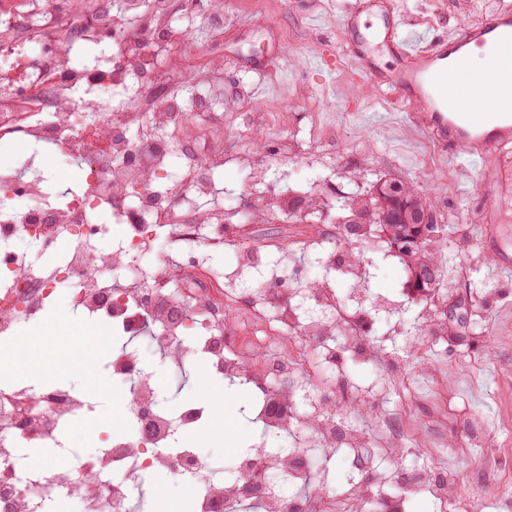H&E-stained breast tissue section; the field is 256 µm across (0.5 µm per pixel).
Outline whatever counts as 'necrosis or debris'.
<instances>
[{"label": "necrosis or debris", "instance_id": "1", "mask_svg": "<svg viewBox=\"0 0 512 512\" xmlns=\"http://www.w3.org/2000/svg\"><path fill=\"white\" fill-rule=\"evenodd\" d=\"M180 14H198L214 30L227 17L219 0H87L83 10L60 6L58 0H30L23 11L0 21V141L29 149L65 153L84 176L86 189L66 203L50 201L34 161L0 170V243L17 236L44 243L67 235L70 249L48 273H40L23 256L0 253V340L11 341L18 324L42 316L55 290L71 289L73 306L85 317L103 321L127 337L112 354V373L129 386L125 416L140 429L139 440L113 428L108 444L94 457L74 466L52 464L31 471L22 464L21 448L40 444L58 447L59 437L81 413L92 411L87 393L58 384L51 388L0 387V501L10 512H45L59 496L79 500L84 512H135L134 485L160 471L180 476L187 494L183 512H336L337 500L314 491L315 462L346 448L360 461L372 485H384L378 457L401 446L405 433L380 423L375 437L318 420L306 439L287 452L273 454L263 444L238 458L232 479L204 473L196 454L172 445L176 429L201 425L204 399L168 410L157 401L154 380L142 371L136 336L150 330L159 353L174 369L202 362L207 373L227 381L248 375L252 405L265 432H291L296 402L288 389L293 377L305 375L320 389L347 394L348 382L325 379L311 361L319 347L322 364L335 365L337 349L372 363L391 366L368 336L365 310L396 311L388 297L367 299L363 273L339 261L336 252L320 255L323 266L349 281V298L337 296L330 281L320 288H302L296 264L287 270L266 264V251L244 232L252 212L266 222L306 223L294 209L297 193L269 177L270 158L247 147L232 152L191 141L181 147L169 132L187 125L188 115L202 106L169 90L157 75L159 58L173 21ZM107 37L109 47L99 64L80 68L65 51L76 41ZM151 127V134L130 138V131ZM186 163L179 174L171 168L176 153ZM246 168L260 194L243 207L228 208L221 200L217 170ZM25 196L29 206L16 210ZM209 203L201 213V203ZM107 210L112 222L128 227L124 242L109 250H92L93 238L107 226L96 216ZM168 248L154 267L133 272L138 256L155 251L158 235ZM232 248L235 261L212 274L200 260L202 250ZM177 264L179 281L168 268ZM259 272L263 280L253 293L238 281ZM264 329L267 339L260 362L250 350L235 351L242 331ZM336 338L337 347L327 346ZM294 350H287V343ZM277 386H269L270 377ZM421 489L449 512H474L449 494L447 483L431 471L415 474L404 491L382 502V512H405L407 493Z\"/></svg>", "mask_w": 512, "mask_h": 512}]
</instances>
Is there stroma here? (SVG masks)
I'll use <instances>...</instances> for the list:
<instances>
[{
    "mask_svg": "<svg viewBox=\"0 0 512 512\" xmlns=\"http://www.w3.org/2000/svg\"><path fill=\"white\" fill-rule=\"evenodd\" d=\"M222 2L229 17L223 34L212 32L202 19H180L178 28L189 34L169 44L161 66L176 93L212 96L202 119L223 125L225 148H238L246 116H259L254 130L272 152L287 133L286 122L305 116L330 137L324 157L273 163L272 177L287 175L304 195L332 176L365 195L378 180L395 178L415 186L437 215L456 217L433 239L432 248L443 254L450 276L431 304L409 295L406 267L393 253L383 249L363 255L369 295L400 303L397 315L374 317L371 332L375 344L398 359L395 377L344 357L339 366L353 386L352 398L327 401L300 379L295 395L300 415L318 411L371 435L377 423L363 419L362 410L374 406L377 415L400 421L411 435L400 458L388 455L378 461L391 477V491H399L402 475L429 467L444 453L457 498L479 497L483 512H512L502 483L504 474H512V271L499 268L497 245L479 230L487 220L482 185L512 173V145L489 155L479 169H466L461 157H449L400 118L387 95L354 76L358 63L346 51L341 25L346 0ZM394 5L406 26L442 36L461 23L512 7V0H394ZM215 59L223 63L222 73L212 71ZM240 87L245 96L237 95ZM253 229L268 242L271 258L277 255L273 242L296 236L293 257L304 263V283L326 279L308 243L309 236L319 235L325 248H334L336 239L325 235L323 225L257 223ZM488 280L494 285L490 292L484 288ZM426 305L447 323V335L431 334L422 313ZM141 367L156 380L168 406L202 395L200 366L177 375L147 343L141 348ZM224 401L237 424V452L226 451L215 428L203 437L177 430L174 447L194 449L201 462L221 463L226 477L233 474L236 456L246 454L256 440L270 448L287 447V437L263 438L246 382L225 384ZM470 414L483 420L485 442L498 450L494 459L483 458L471 445L464 425ZM318 469L339 497L366 477L344 448L320 460Z\"/></svg>",
    "mask_w": 512,
    "mask_h": 512,
    "instance_id": "obj_1",
    "label": "stroma"
}]
</instances>
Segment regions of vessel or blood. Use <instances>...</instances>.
Masks as SVG:
<instances>
[{"label": "vessel or blood", "instance_id": "b4317fda", "mask_svg": "<svg viewBox=\"0 0 512 512\" xmlns=\"http://www.w3.org/2000/svg\"><path fill=\"white\" fill-rule=\"evenodd\" d=\"M390 0H353L345 14L349 54L367 80L413 104L406 118L448 153L464 150L474 165L512 143V9L459 25L447 37L402 29ZM486 47L484 70L469 63L471 47ZM491 96L494 113L466 112L460 96Z\"/></svg>", "mask_w": 512, "mask_h": 512}]
</instances>
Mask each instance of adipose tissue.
I'll use <instances>...</instances> for the list:
<instances>
[{
	"mask_svg": "<svg viewBox=\"0 0 512 512\" xmlns=\"http://www.w3.org/2000/svg\"><path fill=\"white\" fill-rule=\"evenodd\" d=\"M105 334L104 328L75 324L65 310L52 309L42 322L28 326L11 342L8 358L0 361V378H25L36 383L43 377L38 357L45 349L51 347L61 353L82 351L85 355L81 368L83 379L96 398L108 400L107 418L110 423H117L124 414V402L108 396L107 384L95 361L104 347Z\"/></svg>",
	"mask_w": 512,
	"mask_h": 512,
	"instance_id": "ef3b65f1",
	"label": "adipose tissue"
}]
</instances>
